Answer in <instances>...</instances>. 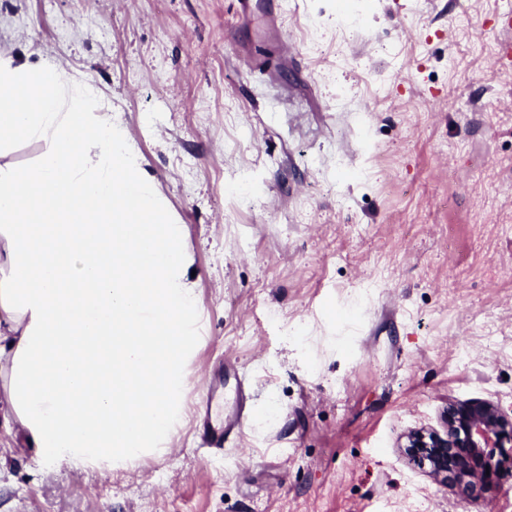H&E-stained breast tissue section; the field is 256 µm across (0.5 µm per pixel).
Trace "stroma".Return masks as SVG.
<instances>
[{
	"mask_svg": "<svg viewBox=\"0 0 512 512\" xmlns=\"http://www.w3.org/2000/svg\"><path fill=\"white\" fill-rule=\"evenodd\" d=\"M512 0H0L181 224L201 311L170 450L72 470L0 420V512H512L399 448L512 416ZM238 375L209 397L219 365ZM245 418L224 453L199 413Z\"/></svg>",
	"mask_w": 512,
	"mask_h": 512,
	"instance_id": "1",
	"label": "stroma"
}]
</instances>
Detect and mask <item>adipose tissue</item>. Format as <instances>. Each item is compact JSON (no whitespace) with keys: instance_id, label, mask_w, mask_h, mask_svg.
<instances>
[{"instance_id":"ef3b65f1","label":"adipose tissue","mask_w":512,"mask_h":512,"mask_svg":"<svg viewBox=\"0 0 512 512\" xmlns=\"http://www.w3.org/2000/svg\"><path fill=\"white\" fill-rule=\"evenodd\" d=\"M95 96L0 57V417L48 462L112 471L168 451L197 300L180 227ZM17 135L44 146L29 166L6 159Z\"/></svg>"}]
</instances>
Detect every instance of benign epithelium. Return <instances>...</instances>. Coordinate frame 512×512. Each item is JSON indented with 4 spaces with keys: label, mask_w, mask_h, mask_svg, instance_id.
Listing matches in <instances>:
<instances>
[{
    "label": "benign epithelium",
    "mask_w": 512,
    "mask_h": 512,
    "mask_svg": "<svg viewBox=\"0 0 512 512\" xmlns=\"http://www.w3.org/2000/svg\"><path fill=\"white\" fill-rule=\"evenodd\" d=\"M448 429L441 434L427 427L409 431L400 443L413 463L431 477L453 479L462 493L479 484L486 488L512 479V417L486 400L451 401ZM499 457L487 456V449Z\"/></svg>",
    "instance_id": "benign-epithelium-1"
}]
</instances>
